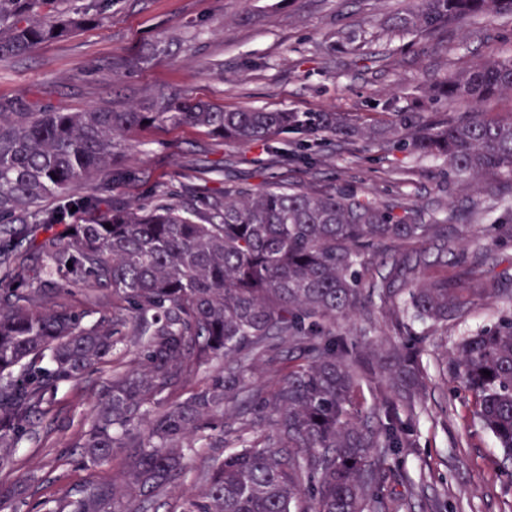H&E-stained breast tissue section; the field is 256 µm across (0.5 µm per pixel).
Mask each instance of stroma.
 Masks as SVG:
<instances>
[{
    "label": "stroma",
    "instance_id": "stroma-1",
    "mask_svg": "<svg viewBox=\"0 0 512 512\" xmlns=\"http://www.w3.org/2000/svg\"><path fill=\"white\" fill-rule=\"evenodd\" d=\"M416 7L415 0H109L103 25L0 65V98L66 112L123 111L169 88L218 109L295 112L314 124L278 134L264 152L190 125L139 131L97 178L113 186L119 205L147 206L171 191L200 206L224 188L268 182L365 192L419 211L423 223L446 224L447 256L419 267L416 283L444 279L470 288L475 277H493L508 291L431 330L422 354L431 377L428 409L413 425L414 448L384 472L381 491L388 501L411 503L410 512H512V467L502 466L492 434L472 415V396L446 370L462 336L512 314V189L486 173L456 181L444 161L387 149L381 136L412 112L436 123L461 115V103H434L430 84L487 52L512 56V22L490 16L476 27H450L439 50L398 38L372 43L376 26ZM140 56L147 64L124 68ZM410 248L388 240L366 252L361 288L378 287L388 262ZM336 330L357 348L399 335L376 299ZM139 347L137 337H120L109 363L57 385L48 413L0 466V486L17 489L0 512H49L55 501L120 476L123 451L88 468L74 444L113 369L130 368Z\"/></svg>",
    "mask_w": 512,
    "mask_h": 512
}]
</instances>
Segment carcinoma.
Listing matches in <instances>:
<instances>
[{
    "mask_svg": "<svg viewBox=\"0 0 512 512\" xmlns=\"http://www.w3.org/2000/svg\"><path fill=\"white\" fill-rule=\"evenodd\" d=\"M64 0H0V63L104 20L105 9L69 13ZM489 15L512 20V0H419L378 37H410L438 48L448 27ZM434 100L466 110L443 124L420 112L398 148L444 160L460 182L494 172L512 186V111L487 104L512 97V57L488 54L433 86ZM193 125L244 146L269 147L300 124L295 112L224 111L159 89L129 111L60 112L0 99V448H15L45 414L56 385L106 362L115 337L144 336L141 370H114L74 447L86 466L127 449L120 481L100 483L51 512H157L164 487L185 478L186 448L216 432L223 451L198 476L182 512H390L383 472L410 447L411 423L424 407L426 383L416 350L428 339L407 332L398 347L358 356L336 332V319L360 301L359 255L384 239L448 237L366 194L290 187L224 190L205 208L166 198L146 208L112 202L96 191L131 135L147 126ZM54 196L53 208L41 205ZM76 211H71L72 207ZM111 228H106V225ZM426 252L391 266L381 302L403 305L422 326H448L487 295L507 291L448 281L413 283ZM72 267H67V263ZM91 288L112 298L95 320L59 302ZM286 340L299 351L268 394L243 398L246 361L270 357ZM225 358L211 384L168 400L202 366ZM386 420L377 407L355 420L351 405L371 365ZM474 399L473 418L512 462V316L462 338L453 364ZM490 371L485 375L484 371ZM159 411L144 435L134 432L143 407ZM238 426L224 427V409ZM402 408L401 419L395 408ZM272 434L254 436L256 426Z\"/></svg>",
    "mask_w": 512,
    "mask_h": 512,
    "instance_id": "cac0c4a2",
    "label": "carcinoma"
}]
</instances>
